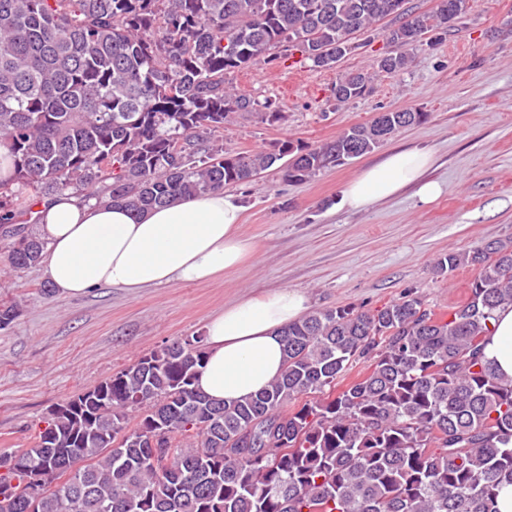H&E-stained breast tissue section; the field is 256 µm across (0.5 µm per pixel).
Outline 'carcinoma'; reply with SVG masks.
Returning a JSON list of instances; mask_svg holds the SVG:
<instances>
[{
	"mask_svg": "<svg viewBox=\"0 0 512 512\" xmlns=\"http://www.w3.org/2000/svg\"><path fill=\"white\" fill-rule=\"evenodd\" d=\"M0 0V235L10 265L45 243L19 221L75 190L138 213L251 180L286 154L290 182L374 151L428 113L379 112L335 140L278 152L210 148L204 136L255 102L230 77L257 58L318 51L385 30L373 70L336 78L346 104L406 71L423 35L468 0ZM102 184L98 195L94 186ZM475 271L448 317L406 293L373 311L311 312L282 332L285 367L244 400L195 388L203 338L140 357L58 404L28 448L0 454V512H497L512 485V379L483 359L494 310L512 303V240L450 252ZM367 372L341 391L352 363ZM292 411H285L288 404ZM161 436L154 446L150 438ZM40 492L29 496L31 479Z\"/></svg>",
	"mask_w": 512,
	"mask_h": 512,
	"instance_id": "1",
	"label": "carcinoma"
}]
</instances>
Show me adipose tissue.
<instances>
[{
	"mask_svg": "<svg viewBox=\"0 0 512 512\" xmlns=\"http://www.w3.org/2000/svg\"><path fill=\"white\" fill-rule=\"evenodd\" d=\"M434 162L425 148L400 150L363 169L341 189V201L362 210L416 186L422 202L435 200L441 183L427 179ZM36 234L46 243L44 278L64 296L102 286L130 292L176 283L207 282L242 264L252 253L237 229L243 207L218 190L144 213L122 205L61 194L38 207ZM309 296L293 288L238 301L206 326V360L196 381L206 395L227 402L263 389L284 366L281 330L303 317ZM483 353L512 378V304L497 308L488 324Z\"/></svg>",
	"mask_w": 512,
	"mask_h": 512,
	"instance_id": "ef3b65f1",
	"label": "adipose tissue"
}]
</instances>
